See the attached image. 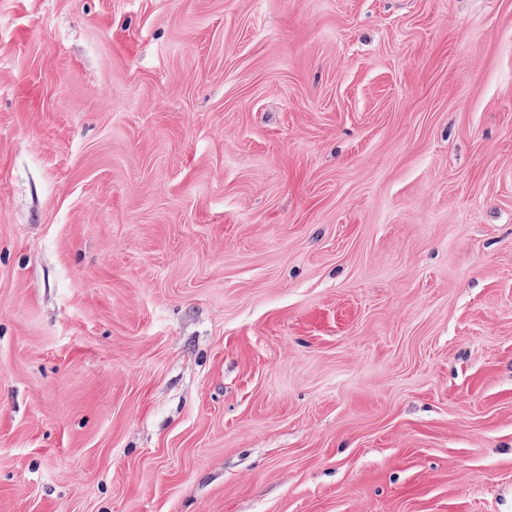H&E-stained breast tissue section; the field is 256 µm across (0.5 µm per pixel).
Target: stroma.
<instances>
[{"instance_id":"35a3bbf8","label":"stroma","mask_w":512,"mask_h":512,"mask_svg":"<svg viewBox=\"0 0 512 512\" xmlns=\"http://www.w3.org/2000/svg\"><path fill=\"white\" fill-rule=\"evenodd\" d=\"M0 512H512V0H0Z\"/></svg>"}]
</instances>
